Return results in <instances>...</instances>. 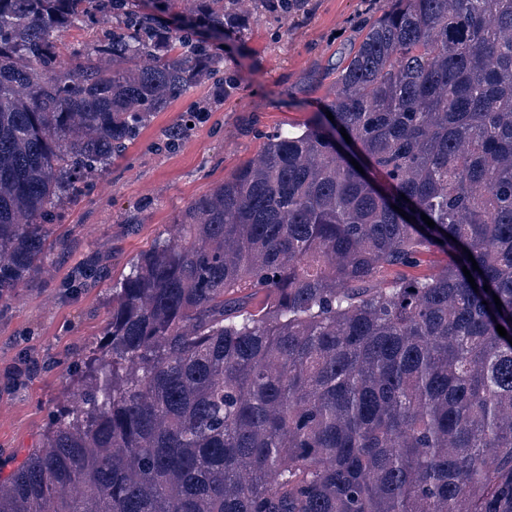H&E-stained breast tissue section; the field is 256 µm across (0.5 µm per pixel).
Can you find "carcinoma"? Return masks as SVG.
I'll use <instances>...</instances> for the list:
<instances>
[{
	"label": "carcinoma",
	"mask_w": 512,
	"mask_h": 512,
	"mask_svg": "<svg viewBox=\"0 0 512 512\" xmlns=\"http://www.w3.org/2000/svg\"><path fill=\"white\" fill-rule=\"evenodd\" d=\"M306 2L0 0V300L154 113L206 81L237 95L209 37ZM358 26L326 111L264 134L112 283L0 512H512V0H390ZM74 27L100 33L65 58ZM432 248L435 271L384 279ZM106 277L80 263L69 287Z\"/></svg>",
	"instance_id": "cac0c4a2"
}]
</instances>
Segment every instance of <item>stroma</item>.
I'll return each mask as SVG.
<instances>
[{"label": "stroma", "instance_id": "stroma-1", "mask_svg": "<svg viewBox=\"0 0 512 512\" xmlns=\"http://www.w3.org/2000/svg\"><path fill=\"white\" fill-rule=\"evenodd\" d=\"M380 7L379 0H309L308 14L275 37L265 21L249 23L242 40L219 45L241 76L238 97L225 100L222 85L211 82L155 113L95 188L65 205L56 227L65 247L52 255L50 274L32 275L0 301V477L41 446L52 411L77 387L75 363L104 340L111 282L72 290L66 283L73 268L101 258L120 278L168 236L181 210L259 151V132L316 119L357 37L358 17ZM196 100L211 111L200 113L179 148L161 149L163 132Z\"/></svg>", "mask_w": 512, "mask_h": 512}]
</instances>
